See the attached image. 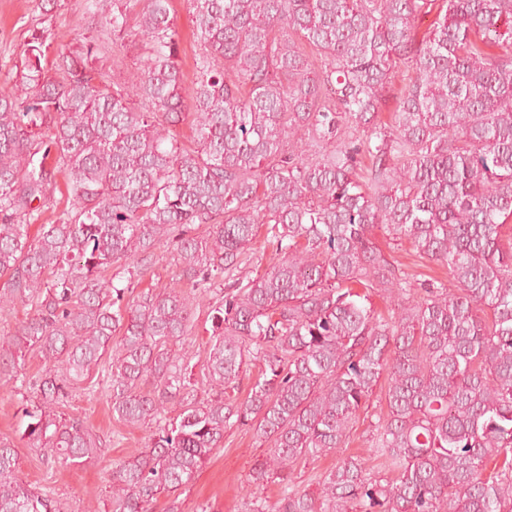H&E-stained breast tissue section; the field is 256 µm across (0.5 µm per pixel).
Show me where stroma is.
<instances>
[{
	"instance_id": "35a3bbf8",
	"label": "stroma",
	"mask_w": 512,
	"mask_h": 512,
	"mask_svg": "<svg viewBox=\"0 0 512 512\" xmlns=\"http://www.w3.org/2000/svg\"><path fill=\"white\" fill-rule=\"evenodd\" d=\"M88 4L89 0H52L44 10L40 0H0V65L17 60L31 21L38 15L46 20L51 33L50 50L54 53L77 46L82 37L102 36L101 20L89 10ZM170 16L179 33L177 61L183 73V86L188 89L194 80L195 56L200 51L192 35L188 0H170ZM374 241L404 274L449 281L446 267L419 258L409 244H392L379 229L374 232ZM34 402L32 390L0 385V437L11 438L17 446L18 477L54 497L61 512H111L112 465L138 456L155 431V423L127 426L117 421L104 386H97L92 392L70 387L58 410L83 419L96 435L100 451L77 466L59 468L51 465L47 449L29 446L24 435L29 423L27 413ZM371 436L370 417H360L345 448L314 460H300L295 465L296 487L318 494L324 475L344 455L364 457L371 478H386L387 472L379 460L368 456ZM267 451V444L259 442L252 431L238 426L226 428L221 447L211 452L205 465L183 488L182 512H196L202 504L210 505L212 512H252L258 503L266 512H272L280 498L279 485L271 483L259 489L250 482L254 463Z\"/></svg>"
}]
</instances>
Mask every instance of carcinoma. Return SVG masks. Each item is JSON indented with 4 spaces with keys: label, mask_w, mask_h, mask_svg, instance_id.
Segmentation results:
<instances>
[{
    "label": "carcinoma",
    "mask_w": 512,
    "mask_h": 512,
    "mask_svg": "<svg viewBox=\"0 0 512 512\" xmlns=\"http://www.w3.org/2000/svg\"><path fill=\"white\" fill-rule=\"evenodd\" d=\"M140 2L143 63L124 84L100 39L49 62L35 25L0 87V318L33 306L17 342L49 365L31 382L3 362L0 382L35 384L31 446L62 468L100 451L54 408L105 367L112 415L158 423L112 467V512L161 497L181 512L234 424L269 445L251 480L281 485L276 512H512V0H188L190 112L170 0ZM89 7L112 37L131 33L127 0ZM186 122L190 147L175 134ZM376 228L448 267L457 292L399 273ZM261 233L273 261L236 275ZM162 242L172 284L134 293ZM217 288L197 380L172 346ZM376 288L392 314L372 307ZM382 378L371 451L393 477L346 456L318 495L291 489L298 460L343 447ZM17 457L0 438V512H59Z\"/></svg>",
    "instance_id": "1"
}]
</instances>
